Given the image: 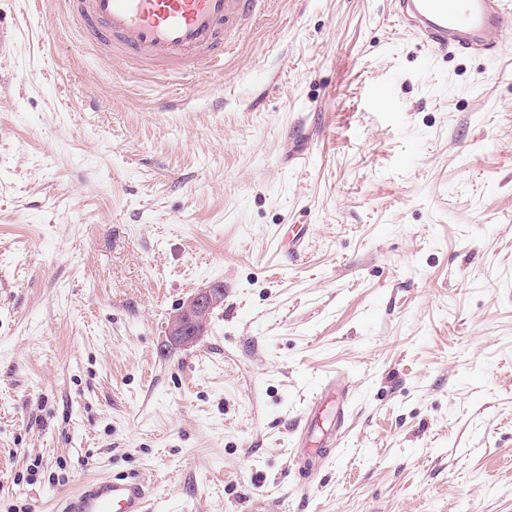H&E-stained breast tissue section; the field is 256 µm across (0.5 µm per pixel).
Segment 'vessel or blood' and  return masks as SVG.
<instances>
[{"instance_id":"b4317fda","label":"vessel or blood","mask_w":512,"mask_h":512,"mask_svg":"<svg viewBox=\"0 0 512 512\" xmlns=\"http://www.w3.org/2000/svg\"><path fill=\"white\" fill-rule=\"evenodd\" d=\"M270 0H58L110 58L148 72L206 74L222 68L224 48ZM401 26L444 52L498 56L512 44V0H391ZM335 399L332 447L340 445L348 399L329 379ZM57 512H151L140 475L99 477L64 494Z\"/></svg>"}]
</instances>
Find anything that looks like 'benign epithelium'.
Masks as SVG:
<instances>
[{"label": "benign epithelium", "instance_id": "obj_1", "mask_svg": "<svg viewBox=\"0 0 512 512\" xmlns=\"http://www.w3.org/2000/svg\"><path fill=\"white\" fill-rule=\"evenodd\" d=\"M224 300V288L213 283L189 296L169 319L167 333L179 346H191L204 335L214 308Z\"/></svg>", "mask_w": 512, "mask_h": 512}]
</instances>
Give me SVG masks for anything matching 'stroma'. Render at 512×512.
Wrapping results in <instances>:
<instances>
[{
	"label": "stroma",
	"mask_w": 512,
	"mask_h": 512,
	"mask_svg": "<svg viewBox=\"0 0 512 512\" xmlns=\"http://www.w3.org/2000/svg\"><path fill=\"white\" fill-rule=\"evenodd\" d=\"M1 29L0 512L129 473L154 512H512V51L435 50L390 0H276L204 77L52 0ZM224 300V288L213 283L189 296L169 319L167 333L179 346H191L203 336L214 308ZM326 397H331L332 400L337 399V411L335 415L334 429L335 432L332 434L331 443L328 448H336L340 446V437L345 427V408L348 403V399L345 394V389L341 388V383L336 378L329 379L325 385L322 394ZM326 398V399H327ZM337 432V435H336Z\"/></svg>",
	"instance_id": "obj_1"
}]
</instances>
